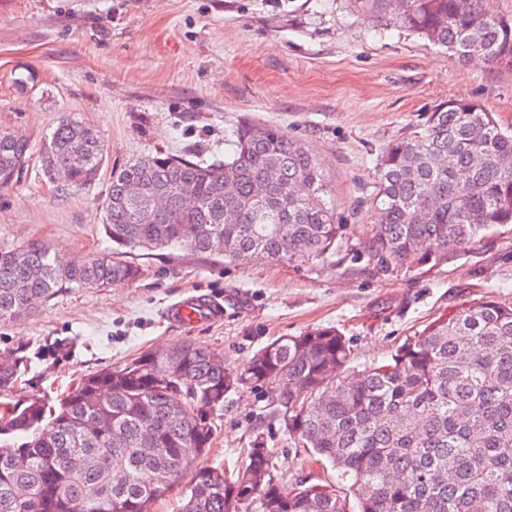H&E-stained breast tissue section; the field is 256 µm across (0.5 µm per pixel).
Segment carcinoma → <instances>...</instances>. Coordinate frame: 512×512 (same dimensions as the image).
<instances>
[{
	"mask_svg": "<svg viewBox=\"0 0 512 512\" xmlns=\"http://www.w3.org/2000/svg\"><path fill=\"white\" fill-rule=\"evenodd\" d=\"M354 12L394 21L462 59L512 66V18L490 0H350ZM232 150L146 155L112 172L102 204L106 250L83 262L39 240L0 247V321L31 313L67 288H106L140 274L133 255L169 247L247 262L323 258L337 223L318 162L275 126L233 131ZM52 178L91 182L104 161L96 130L64 117L33 145L0 131V188L33 154ZM192 192L184 200V190ZM168 199L157 213L152 201ZM368 255L380 267L423 262L512 224V136L471 100L436 105L379 159ZM56 338L0 352V392ZM334 327L280 337L242 365L193 344L146 351L84 377L53 398L0 410V512H151L210 447L224 399L239 387H276L294 447L336 468L359 512H512V305L484 297L408 336L390 357L352 367ZM210 422L203 423L204 419ZM264 439L241 463L193 471L179 512H350L331 482L294 493Z\"/></svg>",
	"mask_w": 512,
	"mask_h": 512,
	"instance_id": "1",
	"label": "carcinoma"
}]
</instances>
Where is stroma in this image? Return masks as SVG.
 Here are the masks:
<instances>
[{
    "instance_id": "1",
    "label": "stroma",
    "mask_w": 512,
    "mask_h": 512,
    "mask_svg": "<svg viewBox=\"0 0 512 512\" xmlns=\"http://www.w3.org/2000/svg\"><path fill=\"white\" fill-rule=\"evenodd\" d=\"M459 99L512 133V68L462 61L406 28L358 16L348 0H0V130L36 140L68 115L95 126L105 157L95 181L66 194L31 160L0 189V246L41 240L76 260L93 256L107 245L112 170L151 153L229 151L228 136L246 123L277 126L304 145L344 225L336 252L307 262L143 252L136 281L68 289L0 322V350L75 340L68 358L34 362L9 400L65 389L151 348L192 343L239 365L275 338L327 326L350 338L360 370L462 304L512 303V224L436 264L415 258L384 271L365 248L384 147ZM192 296L218 300L221 315L168 318ZM273 395L229 394L195 466L234 465L258 432L283 467L284 491L339 482L333 467L307 465L270 415Z\"/></svg>"
}]
</instances>
